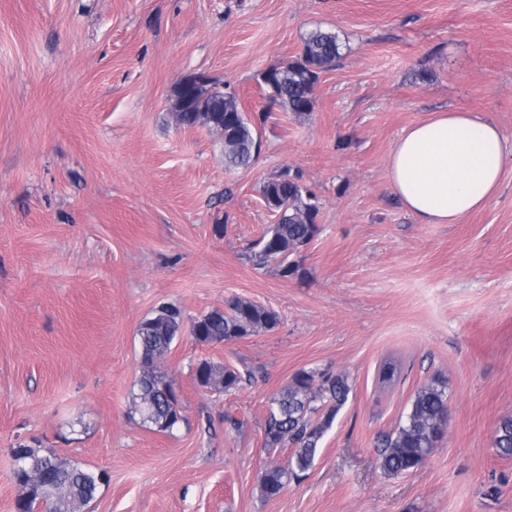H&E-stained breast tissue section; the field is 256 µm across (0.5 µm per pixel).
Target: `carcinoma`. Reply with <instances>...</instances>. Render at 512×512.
<instances>
[{
	"mask_svg": "<svg viewBox=\"0 0 512 512\" xmlns=\"http://www.w3.org/2000/svg\"><path fill=\"white\" fill-rule=\"evenodd\" d=\"M340 57L338 36L328 30L316 29L303 38L301 55L294 61L272 68L278 83L276 97L268 100L290 112L302 114L313 108V94L319 72L332 66ZM260 147L249 122H243L235 137L224 145L227 168L252 165ZM260 193L268 206L281 211L278 220L269 225L254 259L259 265L275 264L279 274H299L297 257L318 232L319 208L315 196L304 187L297 172L284 168L263 181ZM224 309H215L197 317L191 325L196 343L208 345L229 343L259 330H272L279 323L276 311L251 300L231 297ZM183 310L173 304L155 309L137 329L140 374L134 384L131 410L142 424L163 433H170L184 420L169 402L173 384L157 371V361L171 349L174 338L182 333ZM401 376V367L393 359L383 360L376 370L379 387H394ZM195 380L199 387L230 393L244 383L243 372L236 366L212 363L206 359L196 366ZM351 387L348 377L328 369H301L274 396L263 424L267 448L291 447L287 464L266 467L258 478L260 493L265 498L278 496L292 481H300L313 467L321 441L332 427L340 409L348 400ZM448 426L447 383L432 378L414 394L408 412L397 427L377 441L378 463L388 476L406 474L420 467L440 446ZM494 447L502 457H512V416L502 418L495 430ZM16 459H26L36 470L48 475V484H38L28 473L13 472L20 489L15 512H32L39 501L53 512H75L94 500L106 484L103 472L71 464L39 448L20 444L13 449Z\"/></svg>",
	"mask_w": 512,
	"mask_h": 512,
	"instance_id": "cac0c4a2",
	"label": "carcinoma"
}]
</instances>
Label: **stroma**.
I'll return each instance as SVG.
<instances>
[{"instance_id": "stroma-1", "label": "stroma", "mask_w": 512, "mask_h": 512, "mask_svg": "<svg viewBox=\"0 0 512 512\" xmlns=\"http://www.w3.org/2000/svg\"><path fill=\"white\" fill-rule=\"evenodd\" d=\"M339 37L312 111L268 108L261 72L304 36ZM204 73L265 115L247 169L219 135L175 126L170 95ZM479 112L512 147V0H0V512H14L12 450L26 443L105 472L84 512H512V164L487 207L418 223L387 164L409 126ZM317 198L319 231L288 278L250 258L277 216L259 192L282 168ZM237 296L275 310L270 331L160 364L184 422L128 408L136 332L159 305L186 320ZM397 357L404 379L380 390ZM203 359L248 366L229 394ZM351 391L308 475L272 499L258 476L273 395L302 368ZM448 430L414 471L386 476L376 442L432 377ZM195 380L201 388L230 393L239 389L247 378L236 366L215 364L204 359L196 366ZM401 376V367L393 359L383 360L376 370V382L380 388L389 389L394 387ZM494 447L502 457H512V416L503 417L495 430Z\"/></svg>"}]
</instances>
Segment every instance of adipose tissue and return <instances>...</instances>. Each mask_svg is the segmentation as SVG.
Segmentation results:
<instances>
[{
	"mask_svg": "<svg viewBox=\"0 0 512 512\" xmlns=\"http://www.w3.org/2000/svg\"><path fill=\"white\" fill-rule=\"evenodd\" d=\"M511 158L482 113L441 112L404 131L390 153L388 179L420 223L456 224L496 196Z\"/></svg>",
	"mask_w": 512,
	"mask_h": 512,
	"instance_id": "1",
	"label": "adipose tissue"
}]
</instances>
